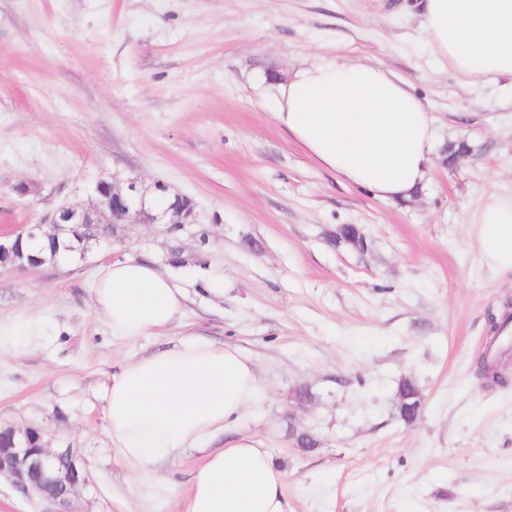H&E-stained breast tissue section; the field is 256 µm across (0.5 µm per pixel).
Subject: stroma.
Returning a JSON list of instances; mask_svg holds the SVG:
<instances>
[{"label": "stroma", "instance_id": "obj_1", "mask_svg": "<svg viewBox=\"0 0 512 512\" xmlns=\"http://www.w3.org/2000/svg\"><path fill=\"white\" fill-rule=\"evenodd\" d=\"M417 2L0 0V231L89 205L102 178L195 204L180 239L121 224L86 259L0 272V314L49 310L57 337L0 360V426L78 448L76 512H179L197 452L164 465L168 496L144 503L102 395L128 360L193 337L256 366L265 396L241 428L286 471L292 512H512V385L486 386L473 366L512 271L481 267L468 232L489 194H512V89L441 66ZM322 59L382 63L433 112L438 145L412 199L341 183L260 108L267 79ZM342 224L366 252L337 242ZM121 257L183 288L160 335H112L93 311L95 280ZM210 273L223 297L203 292ZM406 378L423 398L412 422L398 412ZM295 430L318 447H291Z\"/></svg>", "mask_w": 512, "mask_h": 512}]
</instances>
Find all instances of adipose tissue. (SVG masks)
I'll list each match as a JSON object with an SVG mask.
<instances>
[{
  "label": "adipose tissue",
  "instance_id": "ef3b65f1",
  "mask_svg": "<svg viewBox=\"0 0 512 512\" xmlns=\"http://www.w3.org/2000/svg\"><path fill=\"white\" fill-rule=\"evenodd\" d=\"M420 9L422 42L442 66L467 80L512 83V0H423ZM270 89L277 124L341 182L392 203L421 188L435 118L384 65L315 62ZM469 232L483 265L512 271V195H488ZM183 299L152 262L118 259L98 278L92 306L112 335L154 336L180 317ZM54 343L45 313L0 315V358ZM261 391L255 367L231 344L190 340L125 364L105 388L104 418L140 497L164 498L159 463L192 448L200 464L181 512H291L285 471L237 430Z\"/></svg>",
  "mask_w": 512,
  "mask_h": 512
}]
</instances>
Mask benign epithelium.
Wrapping results in <instances>:
<instances>
[{
    "label": "benign epithelium",
    "instance_id": "obj_1",
    "mask_svg": "<svg viewBox=\"0 0 512 512\" xmlns=\"http://www.w3.org/2000/svg\"><path fill=\"white\" fill-rule=\"evenodd\" d=\"M94 196L91 206H62L43 223L27 227L16 238L49 237L51 224H110L115 227L150 221L163 224L167 229L174 224L184 229L196 223L193 202L179 194L156 215L145 211L143 195L132 182L121 189L101 179L94 187ZM0 431L6 434L0 441V476L9 479L22 497L39 501L44 506L43 512H74V495L86 482L77 449L70 446L48 448L41 431L35 428L7 426Z\"/></svg>",
    "mask_w": 512,
    "mask_h": 512
}]
</instances>
